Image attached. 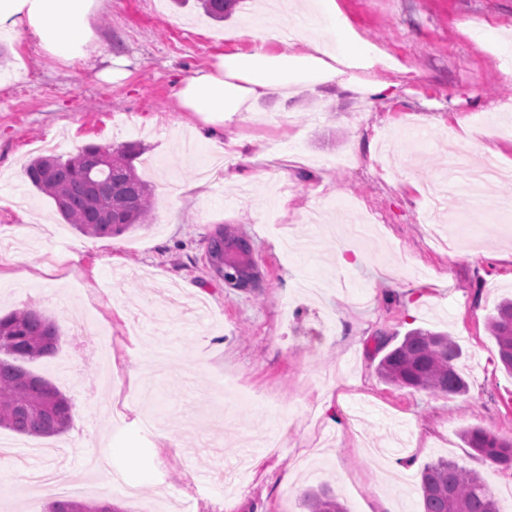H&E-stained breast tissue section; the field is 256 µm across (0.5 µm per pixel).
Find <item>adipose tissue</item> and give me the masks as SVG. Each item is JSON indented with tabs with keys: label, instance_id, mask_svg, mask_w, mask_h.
Here are the masks:
<instances>
[{
	"label": "adipose tissue",
	"instance_id": "1",
	"mask_svg": "<svg viewBox=\"0 0 512 512\" xmlns=\"http://www.w3.org/2000/svg\"><path fill=\"white\" fill-rule=\"evenodd\" d=\"M104 0H0V38L27 37L47 56L89 61L101 44L94 18ZM324 32L308 38L306 49L281 39L274 51L257 48L217 55L206 68L183 79L175 91L181 109L215 126L251 111L258 99L303 87L334 84L342 67L378 64L367 43L354 37L336 15L335 0H316Z\"/></svg>",
	"mask_w": 512,
	"mask_h": 512
}]
</instances>
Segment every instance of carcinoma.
<instances>
[{"instance_id": "cac0c4a2", "label": "carcinoma", "mask_w": 512, "mask_h": 512, "mask_svg": "<svg viewBox=\"0 0 512 512\" xmlns=\"http://www.w3.org/2000/svg\"><path fill=\"white\" fill-rule=\"evenodd\" d=\"M238 0H198L203 12L223 20ZM142 151L126 143L105 154L98 145L82 147L77 154L39 156L25 168L31 185L50 197L63 218L84 235L114 237L153 223L154 196L136 171ZM247 253V242L219 225L208 237V260L221 261L236 251ZM496 342L499 360L512 373V300H502L487 322ZM62 342L56 321L34 307L0 315V428L16 434L51 437L66 431L72 420V403L49 379L28 364L55 354ZM378 363L383 380L399 388L433 395L461 396L468 384L459 370L463 350L447 333L414 329L393 346L384 342ZM469 448L482 459L512 470V440L478 426L461 431ZM422 512H501L483 477L448 460L426 465L420 475ZM307 512H347L335 495L309 490ZM44 512H122L110 504L57 499Z\"/></svg>"}]
</instances>
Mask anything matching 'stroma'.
Instances as JSON below:
<instances>
[{
	"label": "stroma",
	"mask_w": 512,
	"mask_h": 512,
	"mask_svg": "<svg viewBox=\"0 0 512 512\" xmlns=\"http://www.w3.org/2000/svg\"><path fill=\"white\" fill-rule=\"evenodd\" d=\"M336 6L383 64L261 98L220 128L179 108L177 81L224 52L277 49L280 29L305 37L295 12L259 0L215 22L192 2L112 0L95 18L103 52L88 64L0 42V314L30 306L57 322L60 350L32 368L73 403L61 436L0 429V512H42L56 497L34 471L79 476L71 500L122 512H184L187 501L193 512H305V491L320 485L348 512L384 500L421 512L420 472L441 459L480 472L512 512V471L460 436L480 426L512 438V374L486 329L512 297V178L481 184V207L464 192L439 207L428 192L448 176L452 140L472 163L490 154L512 169V0ZM246 25L254 37H240ZM117 62L124 79L94 78ZM375 83L384 95L364 96ZM230 132L246 162L172 196L170 183H199L200 166L223 157ZM43 140L64 157L138 143L153 224L92 238L45 195L17 203L11 188L26 186ZM220 224L249 243L256 287L209 270L206 239ZM341 254L353 266L339 278ZM415 328L460 344L467 395L381 379L377 345ZM393 421L407 432V464L388 484L374 449ZM272 434L281 447H265ZM96 456L108 469L88 468Z\"/></svg>",
	"instance_id": "35a3bbf8"
}]
</instances>
